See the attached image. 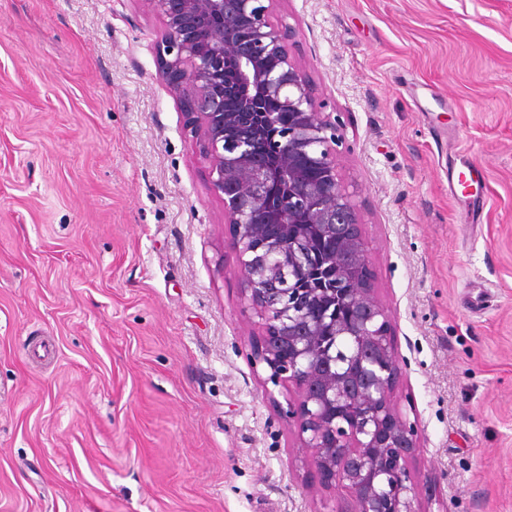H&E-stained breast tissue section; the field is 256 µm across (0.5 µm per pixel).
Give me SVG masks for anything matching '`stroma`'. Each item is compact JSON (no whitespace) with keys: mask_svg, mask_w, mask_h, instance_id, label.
Listing matches in <instances>:
<instances>
[{"mask_svg":"<svg viewBox=\"0 0 512 512\" xmlns=\"http://www.w3.org/2000/svg\"><path fill=\"white\" fill-rule=\"evenodd\" d=\"M268 20L343 124L417 508L512 512V0ZM162 29L144 0H0V512H351L253 362Z\"/></svg>","mask_w":512,"mask_h":512,"instance_id":"1","label":"stroma"}]
</instances>
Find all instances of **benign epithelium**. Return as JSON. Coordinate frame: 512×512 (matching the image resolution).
<instances>
[{
	"label": "benign epithelium",
	"mask_w": 512,
	"mask_h": 512,
	"mask_svg": "<svg viewBox=\"0 0 512 512\" xmlns=\"http://www.w3.org/2000/svg\"><path fill=\"white\" fill-rule=\"evenodd\" d=\"M161 16L160 74L234 225L253 360L297 391L302 447L354 512H417L418 433L393 400L402 367L340 173L341 127L272 26L278 0H143ZM236 81L224 90V70Z\"/></svg>",
	"instance_id": "1"
}]
</instances>
